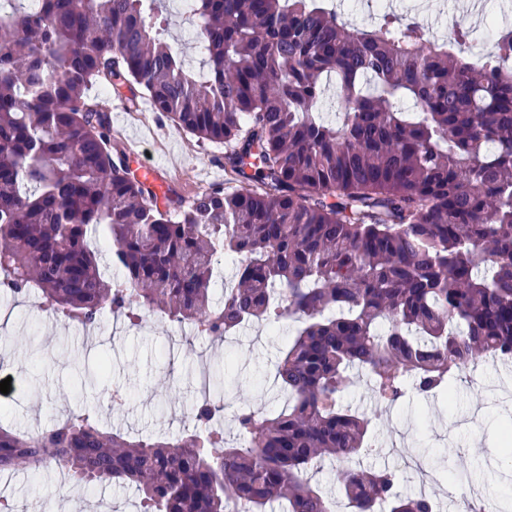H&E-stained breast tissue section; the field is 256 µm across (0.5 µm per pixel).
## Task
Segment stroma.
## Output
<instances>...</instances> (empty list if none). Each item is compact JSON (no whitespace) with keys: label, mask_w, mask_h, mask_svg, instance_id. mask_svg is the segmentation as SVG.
I'll return each instance as SVG.
<instances>
[{"label":"stroma","mask_w":512,"mask_h":512,"mask_svg":"<svg viewBox=\"0 0 512 512\" xmlns=\"http://www.w3.org/2000/svg\"><path fill=\"white\" fill-rule=\"evenodd\" d=\"M424 22L454 14L476 27L481 52L492 49L493 22L512 18V0H487L482 16L469 14L461 0H416ZM105 106L114 144L136 162L155 165L173 197L190 201L224 182V147L197 137L152 112L147 104L131 109L115 95ZM293 328L253 327L214 342L182 332L156 314L140 325L104 313L98 327L56 319L40 310L34 296L0 293V370L19 374L22 396L0 402V426L35 434L80 410L95 412L100 425L133 438L172 440L187 425L202 398V386L226 366L224 434L236 435L233 416L243 406L272 410L286 395L273 382L274 364ZM512 386L505 365L481 361L474 375L457 381L452 401L405 393L397 407L379 402L366 381L345 394L343 403L373 419V435L383 442L402 439L407 454L425 450L426 463L444 470L477 464L474 487L489 500L512 494V469L499 467L500 430L508 407L494 390ZM122 404H114L113 395ZM477 418V427L467 426ZM0 500L15 512L43 502L48 512H140V496L130 486L103 483L86 488L55 466L32 473L18 468L0 472Z\"/></svg>","instance_id":"stroma-1"}]
</instances>
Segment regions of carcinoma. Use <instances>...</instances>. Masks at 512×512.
Returning <instances> with one entry per match:
<instances>
[{"mask_svg": "<svg viewBox=\"0 0 512 512\" xmlns=\"http://www.w3.org/2000/svg\"><path fill=\"white\" fill-rule=\"evenodd\" d=\"M25 2L0 0V291L86 328L106 310L215 340L297 327L276 365L288 406L240 409L234 445L214 382L174 441L81 412L36 436L0 427V472L53 461L87 488L135 486L141 512H333L308 472L372 451L371 418L341 403L355 372L394 407L408 378L450 398L485 354L512 359V32L475 61L472 28L439 41L408 13L352 28L322 0H194V68L160 0ZM94 86L224 145L239 188L159 204ZM226 255L243 264L217 305ZM336 479L351 512L433 510L391 469Z\"/></svg>", "mask_w": 512, "mask_h": 512, "instance_id": "carcinoma-1", "label": "carcinoma"}]
</instances>
